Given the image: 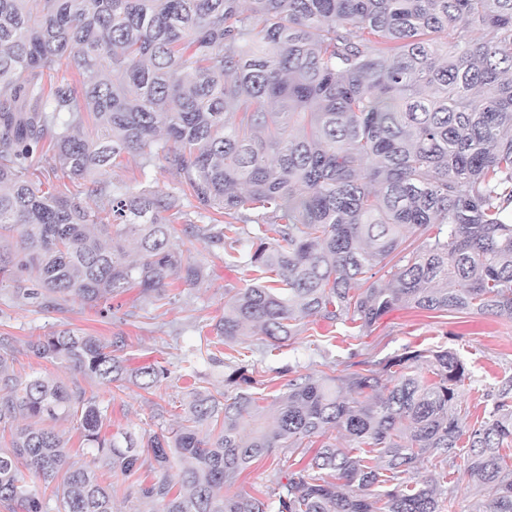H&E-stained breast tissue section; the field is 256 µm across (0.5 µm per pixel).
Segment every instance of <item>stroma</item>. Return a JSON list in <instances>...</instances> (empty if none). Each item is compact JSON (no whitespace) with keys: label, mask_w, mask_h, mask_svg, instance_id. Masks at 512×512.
I'll use <instances>...</instances> for the list:
<instances>
[{"label":"stroma","mask_w":512,"mask_h":512,"mask_svg":"<svg viewBox=\"0 0 512 512\" xmlns=\"http://www.w3.org/2000/svg\"><path fill=\"white\" fill-rule=\"evenodd\" d=\"M191 257L203 264L208 273L198 285L176 283L169 300L159 302L140 297L132 289L110 298L101 313L77 299L60 309L39 308L15 298L11 288L0 286V335L12 337L20 351L15 371L48 373L67 382H78L101 406L107 407L108 433L129 429L147 437L176 428L192 385L223 390L222 361L238 352L254 364L258 379L267 383V394L275 397L282 392L277 373L286 368L302 374L336 376L349 373L353 363L378 361L407 346L451 348L461 354L472 371L462 401L473 419L490 404V395L499 381L512 376V319L397 307L369 329L350 323L332 327L319 318H306L301 335L277 349L268 348L265 337L249 330L233 342L216 345L217 362L199 363L196 378L184 377V355L199 348L202 335L223 313L229 289L247 287L251 279L250 272L242 267L215 258L204 242H195ZM61 329L86 331L107 342L121 341L119 354L129 367L157 364L167 368L169 376L151 394L132 384L120 390L26 353L27 341ZM287 462V455L274 449L225 486V495H252L259 489H272L280 468Z\"/></svg>","instance_id":"35a3bbf8"}]
</instances>
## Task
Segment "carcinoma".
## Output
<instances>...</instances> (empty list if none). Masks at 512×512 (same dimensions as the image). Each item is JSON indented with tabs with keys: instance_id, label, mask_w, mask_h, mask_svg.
I'll return each mask as SVG.
<instances>
[{
	"instance_id": "1",
	"label": "carcinoma",
	"mask_w": 512,
	"mask_h": 512,
	"mask_svg": "<svg viewBox=\"0 0 512 512\" xmlns=\"http://www.w3.org/2000/svg\"><path fill=\"white\" fill-rule=\"evenodd\" d=\"M62 65L74 75L53 79ZM133 153L144 181L159 161L179 190L106 179ZM58 170L105 217L42 191L40 176ZM189 197L208 222L179 229ZM7 233L17 241L0 273L11 268L13 294L45 308L71 296L98 308L135 287L166 299L204 277L183 256L204 241L265 275L224 302L212 325L222 344L252 327L279 348L307 317L368 329L395 307L512 319V0H0ZM210 344L185 355L189 376L218 361ZM27 351L118 388L168 375L129 369L112 344L69 329ZM15 352L0 336V512H48L22 465L62 512H113L112 490L71 460L61 421L108 470L132 476L151 456L154 475L134 491L150 512H442L455 487L445 500L420 474L429 458L463 461L476 512H512V377L469 424L472 372L452 349L297 374L267 406L237 363L231 393L192 388L179 428L145 443L102 434L108 408L82 387L17 376ZM331 428L355 446L323 443L268 499L224 495L272 449L294 454Z\"/></svg>"
}]
</instances>
